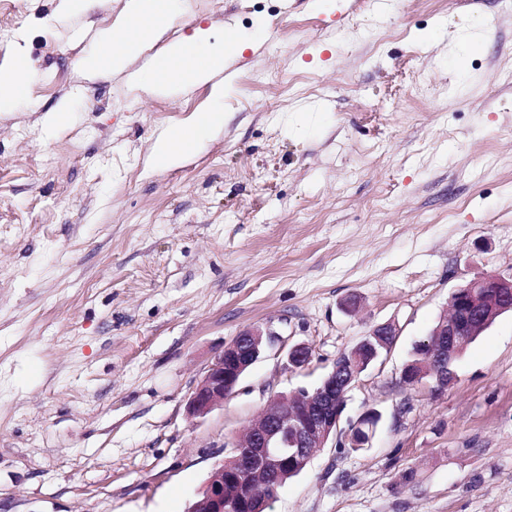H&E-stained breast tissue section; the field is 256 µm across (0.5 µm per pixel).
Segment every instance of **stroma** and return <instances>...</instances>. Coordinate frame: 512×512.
Segmentation results:
<instances>
[{
    "label": "stroma",
    "instance_id": "obj_1",
    "mask_svg": "<svg viewBox=\"0 0 512 512\" xmlns=\"http://www.w3.org/2000/svg\"><path fill=\"white\" fill-rule=\"evenodd\" d=\"M58 2L0 0V71L19 38L35 71L0 114V512H185L270 397L388 322L336 436L268 512H512V312L448 388L402 379L455 290L512 275V0H181L141 60L198 26L247 42L218 99L94 69L123 0ZM206 105L224 127L150 168ZM254 326L283 349L190 417Z\"/></svg>",
    "mask_w": 512,
    "mask_h": 512
}]
</instances>
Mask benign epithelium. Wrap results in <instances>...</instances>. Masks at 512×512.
Masks as SVG:
<instances>
[{
    "instance_id": "benign-epithelium-1",
    "label": "benign epithelium",
    "mask_w": 512,
    "mask_h": 512,
    "mask_svg": "<svg viewBox=\"0 0 512 512\" xmlns=\"http://www.w3.org/2000/svg\"><path fill=\"white\" fill-rule=\"evenodd\" d=\"M512 311V277L488 275L470 281L449 298L446 313L433 327V340L425 347L423 360L404 368L402 378L412 384L426 379L446 388L455 375L448 374V354H462L473 338L481 335L502 314ZM398 336L396 325L375 326L348 354L346 364L332 368L312 390H297L271 398L261 409L248 433L233 444V462L248 473L274 476L283 469L296 472L306 467L318 448L336 435L352 383L388 350ZM283 345L270 328L252 327L240 333L216 354L187 402L188 414L202 417L224 405L246 371L268 349ZM311 353L303 344L288 348V365L308 364ZM378 414L364 413L351 428V447L361 448L368 439L360 434L374 428ZM224 465L210 473L198 498L187 512H255L254 498H241L233 510L226 509Z\"/></svg>"
}]
</instances>
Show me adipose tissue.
Returning a JSON list of instances; mask_svg holds the SVG:
<instances>
[{
  "instance_id": "adipose-tissue-1",
  "label": "adipose tissue",
  "mask_w": 512,
  "mask_h": 512,
  "mask_svg": "<svg viewBox=\"0 0 512 512\" xmlns=\"http://www.w3.org/2000/svg\"><path fill=\"white\" fill-rule=\"evenodd\" d=\"M173 15V0H128L124 12L112 26L99 35L101 68L113 73L123 72L140 56L144 44L161 35ZM12 51L17 60L15 69L0 75V104H21L33 72L24 64L25 48L13 42ZM238 43L216 46L209 42L208 29L196 28L188 41L143 69L137 76L136 87L145 93L159 92L172 80H180L185 88L213 82L215 93H222L218 77L227 58L240 54ZM224 125L223 112L212 109L198 113L187 124L160 134L151 151L150 164L164 170L176 165L193 151L212 131Z\"/></svg>"
}]
</instances>
